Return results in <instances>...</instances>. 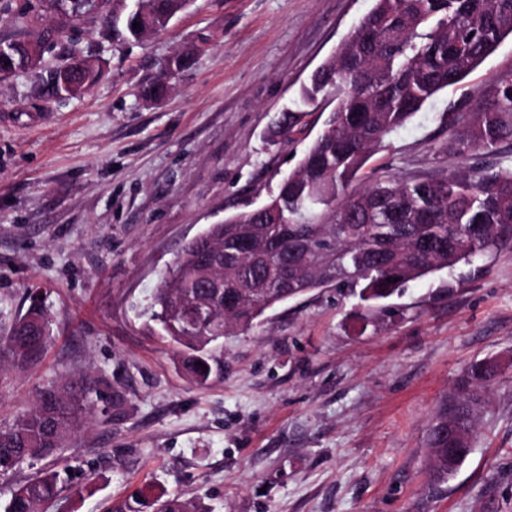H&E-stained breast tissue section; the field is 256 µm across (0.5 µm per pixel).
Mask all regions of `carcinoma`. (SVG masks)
I'll return each instance as SVG.
<instances>
[{
    "instance_id": "obj_1",
    "label": "carcinoma",
    "mask_w": 512,
    "mask_h": 512,
    "mask_svg": "<svg viewBox=\"0 0 512 512\" xmlns=\"http://www.w3.org/2000/svg\"><path fill=\"white\" fill-rule=\"evenodd\" d=\"M303 86L275 135L288 138L301 117L332 97L335 109L324 131L264 202L266 211H241L211 224L187 245L162 275L147 314L162 337L180 349L182 368L204 386L219 370L224 337L258 325L276 306L325 284L361 286L364 302L386 299L406 283L455 271L486 254L512 248V167L486 164L485 156L512 140V74L498 78L467 117L448 110V147L473 161L445 177L379 178L361 191L349 187L370 154L404 126L428 100L459 84L512 35V0H373ZM190 0H0L22 37L0 40V81L40 71L48 100L79 96L102 74L100 59L76 48L70 27L90 18L112 23V39L138 42L164 30ZM59 26L32 32L42 13ZM139 23L133 29V23ZM58 49L60 65L41 66L45 49ZM192 46L174 53L142 96L164 97L168 74L187 68ZM257 240L256 254L237 255L224 269L213 255L239 240ZM296 287H278L283 272ZM48 318L36 307L7 337L12 354L28 361L44 347ZM500 373L496 362L471 366L465 384L482 387ZM91 375L69 377L41 392L32 410L0 429V473L62 447L91 412ZM480 396L465 391L441 408L429 433V479L446 481L467 458ZM461 448L453 462L448 449ZM58 493V476L45 471L19 485L3 512H46ZM153 512H206L180 496L155 498Z\"/></svg>"
}]
</instances>
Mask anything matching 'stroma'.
I'll return each instance as SVG.
<instances>
[{"instance_id": "stroma-1", "label": "stroma", "mask_w": 512, "mask_h": 512, "mask_svg": "<svg viewBox=\"0 0 512 512\" xmlns=\"http://www.w3.org/2000/svg\"><path fill=\"white\" fill-rule=\"evenodd\" d=\"M373 0H194L141 42L102 20L73 32L103 75L44 102L32 77L0 82V337L31 307L50 319L28 362L0 346V428L62 379L98 382L93 415L56 456L0 475V503L59 474L49 512H109L182 494L208 512H512V251L440 271L364 308L357 288L291 299L224 339L220 377L181 369L144 313L161 274L208 225L277 192L325 117L268 132ZM198 45L160 101L140 88ZM512 72V37L367 160L358 185L463 171L442 115L469 112ZM496 361L472 451L428 477V433L470 367Z\"/></svg>"}]
</instances>
